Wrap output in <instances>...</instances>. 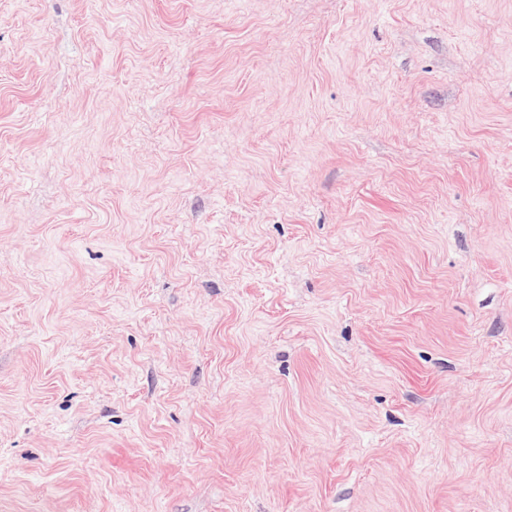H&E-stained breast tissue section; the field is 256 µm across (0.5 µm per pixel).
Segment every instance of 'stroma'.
<instances>
[{
	"mask_svg": "<svg viewBox=\"0 0 512 512\" xmlns=\"http://www.w3.org/2000/svg\"><path fill=\"white\" fill-rule=\"evenodd\" d=\"M0 512H512V0H0Z\"/></svg>",
	"mask_w": 512,
	"mask_h": 512,
	"instance_id": "stroma-1",
	"label": "stroma"
}]
</instances>
